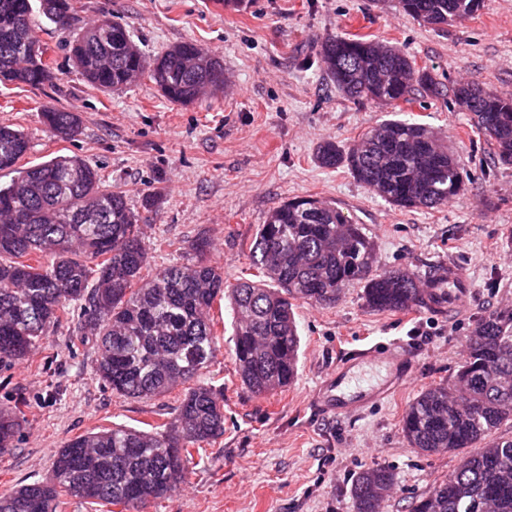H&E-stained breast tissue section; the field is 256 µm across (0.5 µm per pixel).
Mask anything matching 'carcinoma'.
I'll return each mask as SVG.
<instances>
[{
	"instance_id": "cac0c4a2",
	"label": "carcinoma",
	"mask_w": 512,
	"mask_h": 512,
	"mask_svg": "<svg viewBox=\"0 0 512 512\" xmlns=\"http://www.w3.org/2000/svg\"><path fill=\"white\" fill-rule=\"evenodd\" d=\"M483 0H398L406 14L434 27L461 22ZM72 0H0V82L40 88L53 80L37 35L35 14L61 30L73 21ZM76 68L94 88L110 92L149 73L163 96L189 104L224 87L219 58L184 41L147 58L120 22L103 18L77 33ZM327 77L355 103L398 106L439 85L400 48L366 37L336 35L320 45ZM454 102L471 114L500 160L512 163V98L459 83ZM49 130L63 140L81 134L77 113L49 107ZM425 125L389 119L351 147L329 139L317 150L325 168L347 169L388 203L438 208L455 198L463 172ZM24 131L0 125V363L29 359L54 327L79 307L95 342L94 378L123 400H150L185 388L174 418L150 431L115 425L70 440L56 454L51 476L0 494V512H56L64 492L123 512L177 495L196 466L194 454L224 435V388L200 381L217 356L210 309L225 293L233 314V357L242 385L273 394L296 375L301 337L295 303L329 306L344 287L363 285L366 305L403 311L422 303L417 276L377 271L374 245L360 224L337 207L300 197L274 209L252 254L259 280L224 283L202 236L186 262L141 276L148 250L141 219L126 194L101 186L78 156L17 167L30 151ZM37 257V264L27 262ZM26 400L0 407V455L14 448ZM512 422V306L489 313L473 329L453 382L433 384L409 405L402 431L411 448L462 454L458 468L420 497L413 512H512V438L494 437ZM397 484L378 467L352 488L354 512H380Z\"/></svg>"
}]
</instances>
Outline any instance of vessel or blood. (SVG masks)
I'll return each mask as SVG.
<instances>
[{
  "label": "vessel or blood",
  "mask_w": 512,
  "mask_h": 512,
  "mask_svg": "<svg viewBox=\"0 0 512 512\" xmlns=\"http://www.w3.org/2000/svg\"><path fill=\"white\" fill-rule=\"evenodd\" d=\"M471 291L468 280L456 267H449L444 285H425V305L431 309L443 310L455 306ZM373 348L361 350L356 360L346 361L336 371L327 376L310 397L311 404L328 415H339L365 408L388 399L406 382L411 369L410 357L401 344H392L386 351L384 359L392 369L384 383L377 386H360L355 384L353 367L355 361L376 356Z\"/></svg>",
  "instance_id": "1"
}]
</instances>
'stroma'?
Wrapping results in <instances>:
<instances>
[{
	"label": "stroma",
	"mask_w": 512,
	"mask_h": 512,
	"mask_svg": "<svg viewBox=\"0 0 512 512\" xmlns=\"http://www.w3.org/2000/svg\"><path fill=\"white\" fill-rule=\"evenodd\" d=\"M73 3L72 29L41 24L53 82L39 89L0 83V124L28 135L24 165L77 155L98 170L104 188L125 192L144 222L149 269L181 263L184 246L205 236L225 281L235 282L247 272L260 224L283 202L311 196L363 225L378 270L404 267L432 282L452 265L471 283L470 296L450 312L420 305L374 311L359 285L345 288L331 307L298 304L297 376L267 397L243 388L232 358V311L217 298L210 315L220 351L203 379L224 388V434L183 491L145 512H353V482L377 466L397 474L384 512H409L460 456L415 452L402 416L423 388L452 379L477 323L512 305V164L472 133L452 92L467 81L512 98V0H484L474 16L439 30L404 14L397 0ZM104 16L124 24L146 56L182 41L220 56L223 93L182 106L145 75L112 92L90 86L73 63L71 42L75 30ZM333 35L401 47L437 79L440 96L417 94L396 109L346 100L319 55L320 42ZM48 106L79 113L76 140L50 133L41 116ZM396 116L429 127L463 168V190L447 205L400 209L346 169L316 162L323 140L348 146ZM395 342L406 345L413 369L388 401L340 416L309 407L310 393L340 360ZM95 357L93 342L81 339L72 321L28 362L0 363V405L27 399L16 446L0 457V494L47 479L58 450L76 436L174 417L179 391L148 401L116 398L94 380Z\"/></svg>",
	"instance_id": "35a3bbf8"
}]
</instances>
